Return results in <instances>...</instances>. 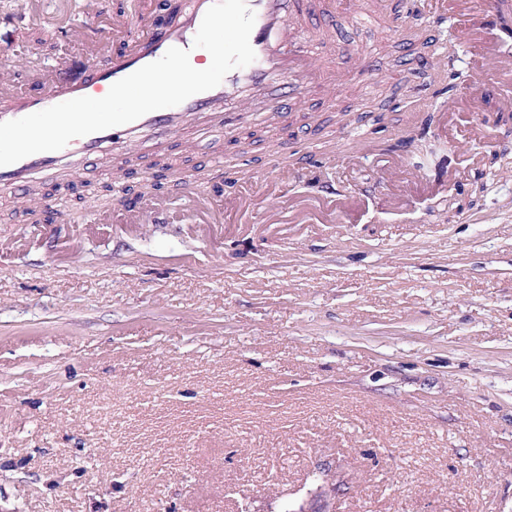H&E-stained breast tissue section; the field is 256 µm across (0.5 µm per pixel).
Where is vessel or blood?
I'll list each match as a JSON object with an SVG mask.
<instances>
[{
	"instance_id": "obj_1",
	"label": "vessel or blood",
	"mask_w": 512,
	"mask_h": 512,
	"mask_svg": "<svg viewBox=\"0 0 512 512\" xmlns=\"http://www.w3.org/2000/svg\"><path fill=\"white\" fill-rule=\"evenodd\" d=\"M213 0H183L177 16L163 28H156L152 17H144L142 30L130 38L122 50L109 55L104 66H90L81 77L67 78L63 61L31 75L40 94H24L16 89V73L24 62L14 48L21 39L18 13L20 0H0V27L7 41L0 45V122L16 120L58 103L82 96L100 98L118 80L142 66L160 59L172 47L191 48L201 20ZM255 16L250 43L256 54L247 67L229 72L217 87L195 94L180 105L152 111L139 119L107 130L72 139L63 149L41 152L0 166V192L28 205L44 206V199L30 194V187L61 173L79 177L89 161L122 148L132 155L142 154L146 144L160 149L176 138L203 137L223 132L233 138L242 115L283 113L285 94L301 96L316 92L331 101L342 81L330 69L336 58L356 59V70L370 72L367 52L352 44H327L306 35L297 23L303 11L301 0H246ZM445 0H425L423 7L408 15L389 11L386 0H373L371 8H359L358 16H370L396 37L406 36L408 28L430 22V13L445 9ZM512 12V0H484L474 8L471 0H460L456 13L461 23L476 19H496ZM473 55L481 62L480 73L486 85L496 90L500 109L512 111V52L504 48L496 32L474 40Z\"/></svg>"
}]
</instances>
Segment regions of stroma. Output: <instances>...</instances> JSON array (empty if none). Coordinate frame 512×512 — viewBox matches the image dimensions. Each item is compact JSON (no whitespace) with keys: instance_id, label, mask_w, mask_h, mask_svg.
I'll return each instance as SVG.
<instances>
[{"instance_id":"obj_1","label":"stroma","mask_w":512,"mask_h":512,"mask_svg":"<svg viewBox=\"0 0 512 512\" xmlns=\"http://www.w3.org/2000/svg\"><path fill=\"white\" fill-rule=\"evenodd\" d=\"M326 6L306 31L372 52L376 85L243 124L241 178L302 172L263 185L279 210L190 216L180 172L239 191L219 138L0 201V512H512V135L452 16L406 41ZM66 11L28 60L80 77ZM463 89L481 112H439ZM119 194L167 205L127 224Z\"/></svg>"}]
</instances>
